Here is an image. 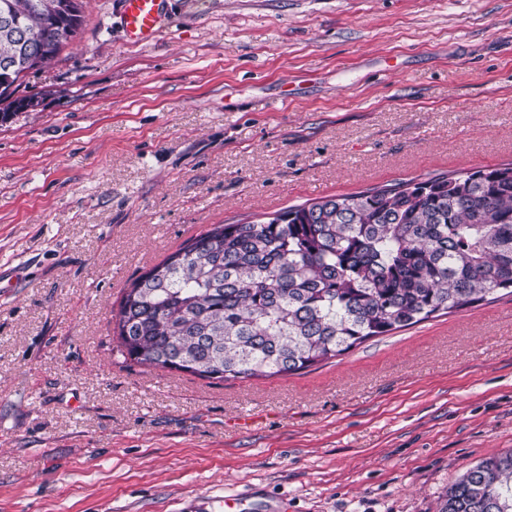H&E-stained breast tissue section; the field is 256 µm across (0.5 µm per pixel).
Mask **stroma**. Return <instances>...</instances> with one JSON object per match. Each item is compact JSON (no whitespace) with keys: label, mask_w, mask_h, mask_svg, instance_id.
I'll return each mask as SVG.
<instances>
[{"label":"stroma","mask_w":512,"mask_h":512,"mask_svg":"<svg viewBox=\"0 0 512 512\" xmlns=\"http://www.w3.org/2000/svg\"><path fill=\"white\" fill-rule=\"evenodd\" d=\"M83 24L0 124V512H440L512 450V296L306 371L124 362L125 288L214 224L512 162V0H167ZM165 0H123L122 19L125 35L131 43L151 41L160 31Z\"/></svg>","instance_id":"stroma-1"}]
</instances>
